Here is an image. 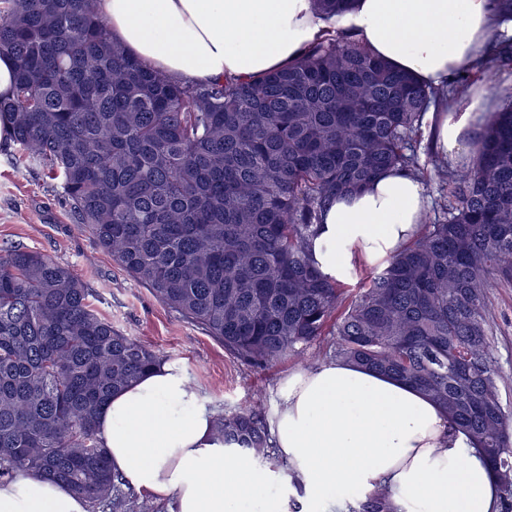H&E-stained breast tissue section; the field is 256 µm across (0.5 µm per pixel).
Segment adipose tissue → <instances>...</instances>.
Here are the masks:
<instances>
[{
	"instance_id": "1",
	"label": "adipose tissue",
	"mask_w": 512,
	"mask_h": 512,
	"mask_svg": "<svg viewBox=\"0 0 512 512\" xmlns=\"http://www.w3.org/2000/svg\"><path fill=\"white\" fill-rule=\"evenodd\" d=\"M112 40L146 68L204 84L249 81L293 65L315 43L344 34L430 88L487 59L512 19L492 0H354L328 20L312 0H95ZM512 87L476 83L462 101L430 105L433 145L449 164L471 158L484 123ZM423 183L391 169L359 192L331 199L316 228L319 270L341 282L384 267L414 237ZM269 422L285 472L258 468L213 440L214 417L184 369L161 364L112 396L98 435L135 490L174 498L177 512H290L273 483L301 484L299 512H348L387 486L401 512H498L496 478L469 436L421 392L328 361L288 374ZM66 485L25 471L0 482V512H87Z\"/></svg>"
}]
</instances>
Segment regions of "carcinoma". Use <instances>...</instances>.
<instances>
[{
	"label": "carcinoma",
	"instance_id": "1",
	"mask_svg": "<svg viewBox=\"0 0 512 512\" xmlns=\"http://www.w3.org/2000/svg\"><path fill=\"white\" fill-rule=\"evenodd\" d=\"M94 0H0V98L10 140L59 180L77 224L139 285L245 364L267 369L332 337L330 356L438 404L490 463L512 512V408L491 342L489 291L512 283V102L471 162L435 166L446 217L352 293L312 261L326 203L398 168L422 180L416 138L437 92L333 35L286 70L186 84L114 44ZM332 17L351 0H312ZM512 63L495 43L479 67ZM166 362L94 309L68 266L0 248V479L25 469L111 512L122 478L97 432L112 395ZM226 448L275 467L261 401L215 420ZM354 512H399L379 488ZM16 61L7 53L0 54V97L12 98L15 87Z\"/></svg>",
	"mask_w": 512,
	"mask_h": 512
}]
</instances>
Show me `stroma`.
Returning a JSON list of instances; mask_svg holds the SVG:
<instances>
[{"label": "stroma", "mask_w": 512, "mask_h": 512, "mask_svg": "<svg viewBox=\"0 0 512 512\" xmlns=\"http://www.w3.org/2000/svg\"><path fill=\"white\" fill-rule=\"evenodd\" d=\"M20 243L70 266L95 294L98 313L114 326L166 355L185 369L208 408L221 414L263 398L273 409L281 379L296 368L326 359L324 346L288 358L266 371L249 367L221 342L191 325L134 283L96 239L81 229L58 184L0 147V245ZM495 316L492 343L504 373L501 398L512 406V286L490 291Z\"/></svg>", "instance_id": "1"}]
</instances>
